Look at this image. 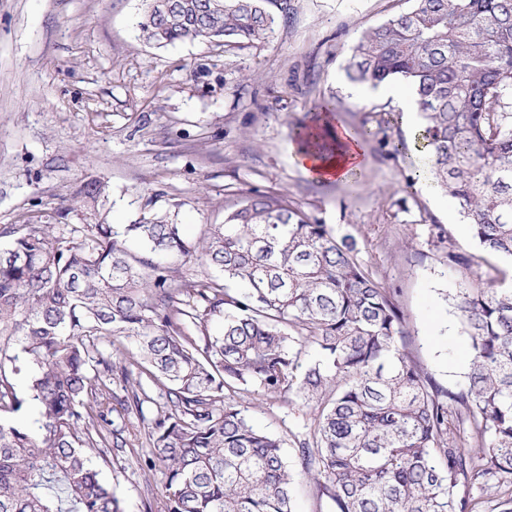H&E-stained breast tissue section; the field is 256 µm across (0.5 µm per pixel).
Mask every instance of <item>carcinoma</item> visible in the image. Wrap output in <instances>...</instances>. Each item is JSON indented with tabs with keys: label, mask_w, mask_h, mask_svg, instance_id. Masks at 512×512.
Instances as JSON below:
<instances>
[{
	"label": "carcinoma",
	"mask_w": 512,
	"mask_h": 512,
	"mask_svg": "<svg viewBox=\"0 0 512 512\" xmlns=\"http://www.w3.org/2000/svg\"><path fill=\"white\" fill-rule=\"evenodd\" d=\"M143 3L139 38L157 47L263 42L296 10ZM348 76L414 91L425 173L483 252L512 264V0H413L360 35ZM295 137L320 160L341 148L333 128ZM105 198L90 179L76 203L96 212ZM477 265L448 251L471 347L468 382L451 390L411 357L404 316L355 240L279 196L246 192L194 240L168 212L25 225L0 250V411L22 409L7 372L24 370L37 412L0 420V512H122L95 464L127 446L113 400L142 420L151 408L140 467L161 474L165 512H294L298 479L336 512H512V286ZM243 394L312 409L298 468Z\"/></svg>",
	"instance_id": "1"
}]
</instances>
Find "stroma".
Masks as SVG:
<instances>
[{
	"instance_id": "1",
	"label": "stroma",
	"mask_w": 512,
	"mask_h": 512,
	"mask_svg": "<svg viewBox=\"0 0 512 512\" xmlns=\"http://www.w3.org/2000/svg\"><path fill=\"white\" fill-rule=\"evenodd\" d=\"M265 43L137 37L141 0H0V248L23 224H91L67 211L88 179L109 186L106 220L132 224L177 214L186 236L223 223L244 192L284 197L337 237L390 288L410 332L408 350L440 385L465 381L469 341L456 317L449 251L479 254L457 202L419 175L410 144L418 114L393 98L354 101L350 49L362 32L408 10L412 0H296ZM333 99L334 125H376L400 113L384 142L362 144L356 183L319 180L299 167L294 132L315 126L314 101ZM249 418L287 450L308 416L284 403L250 405ZM124 453L100 464L124 512H164L158 476L137 457L142 422L114 410Z\"/></svg>"
}]
</instances>
